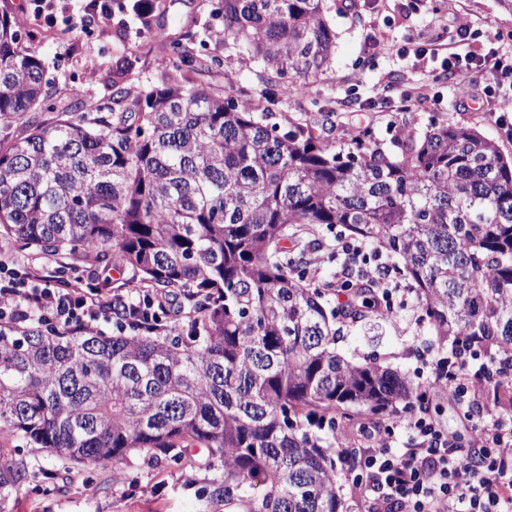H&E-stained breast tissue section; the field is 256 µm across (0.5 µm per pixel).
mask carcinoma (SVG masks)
<instances>
[{
    "instance_id": "cac0c4a2",
    "label": "carcinoma",
    "mask_w": 512,
    "mask_h": 512,
    "mask_svg": "<svg viewBox=\"0 0 512 512\" xmlns=\"http://www.w3.org/2000/svg\"><path fill=\"white\" fill-rule=\"evenodd\" d=\"M221 39L260 60V88L201 87L222 65L196 33L165 39L173 72L131 92L139 57L112 68V103L61 111L0 145V255L49 257L68 277L128 268L187 323L155 333L56 329L0 319V430L113 473L133 456L178 463L194 449L221 473L200 501L245 512H341L336 433L351 411L412 398L410 381L336 352L345 318L381 311L308 288L290 226H344L398 256L431 331L512 376V156L476 128L442 123L385 153L336 150L294 121L266 123L275 88L330 67L323 0H221ZM41 60L0 15V121L55 111ZM0 454V504L30 483Z\"/></svg>"
}]
</instances>
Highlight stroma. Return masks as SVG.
<instances>
[{"mask_svg": "<svg viewBox=\"0 0 512 512\" xmlns=\"http://www.w3.org/2000/svg\"><path fill=\"white\" fill-rule=\"evenodd\" d=\"M153 27L164 28L169 38H180L187 26L196 32L220 27L215 12L220 0H158ZM326 16L336 32V46L326 73L294 93L278 91L273 119L312 121V132L328 137L339 148L353 136L369 132L372 147L388 152L400 130L424 135L431 125L453 122L478 127L504 153L512 154V139L496 124L497 116L485 101L459 105L457 76L444 67L448 55L474 56L489 48L512 49V11L498 0H324ZM56 19L47 22L31 0H0V12L21 24V42L40 57L45 76L56 91V110L80 112L90 104L111 102L112 64L135 54L139 69L130 89L146 82H161L171 66L162 61L151 36L142 32L134 13H119L102 24L81 11L78 0H55ZM471 24L472 37L456 34L459 22ZM424 39L431 53L425 57L399 54V47ZM206 50L220 54L224 63L212 73L194 75L202 86L229 87L256 84L263 69L260 60L231 47L207 41ZM423 89L426 98L404 108L406 96ZM332 113L336 127L318 123L322 112ZM336 232L331 228L288 230L287 247L302 255L316 278L341 282L336 257ZM337 352L361 362L368 359L414 378L419 361L439 349L417 301L381 328L364 330L341 325ZM21 452L31 464L28 489L11 496L5 512H243L235 504L202 505L188 497L185 486L213 478L202 451H192L181 464H156L139 456L126 466L128 481L116 480L111 470H89L64 463L57 456L30 447L11 434L0 435V452Z\"/></svg>", "mask_w": 512, "mask_h": 512, "instance_id": "35a3bbf8", "label": "stroma"}]
</instances>
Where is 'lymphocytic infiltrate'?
<instances>
[{"mask_svg": "<svg viewBox=\"0 0 512 512\" xmlns=\"http://www.w3.org/2000/svg\"><path fill=\"white\" fill-rule=\"evenodd\" d=\"M448 69L465 82L485 70L494 74L507 89L494 100L496 122L512 137V53L456 58ZM336 252L356 272L340 283L342 292L368 284L379 310L394 315L405 307L400 271L382 252L343 236L336 239ZM168 305V298L143 290L126 302L133 327L150 331L160 328ZM0 310L18 325L34 317L81 330L112 322L111 298L83 280L60 283L49 258L27 265L22 276L0 259ZM422 370L425 385L415 400L392 409L386 423L370 432L375 447L342 445L338 473L355 491H373L366 512H512V404L490 401L484 371L468 351L424 361ZM440 392L464 408L473 429L472 451L460 450L455 436L432 418L430 404ZM403 430L413 432V444L397 455L391 444Z\"/></svg>", "mask_w": 512, "mask_h": 512, "instance_id": "lymphocytic-infiltrate-1", "label": "lymphocytic infiltrate"}]
</instances>
